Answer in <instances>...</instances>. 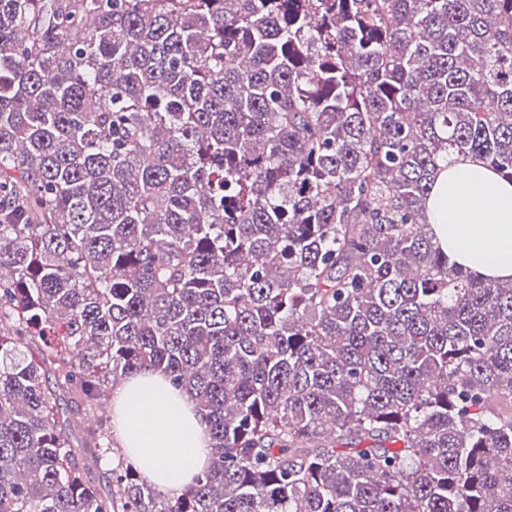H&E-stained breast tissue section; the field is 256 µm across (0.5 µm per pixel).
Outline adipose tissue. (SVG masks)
I'll list each match as a JSON object with an SVG mask.
<instances>
[{"label":"adipose tissue","mask_w":512,"mask_h":512,"mask_svg":"<svg viewBox=\"0 0 512 512\" xmlns=\"http://www.w3.org/2000/svg\"><path fill=\"white\" fill-rule=\"evenodd\" d=\"M449 255L493 280L512 278V183L474 157L449 156L427 203ZM112 433L126 463L175 497L211 457L208 424L187 392L142 371L112 387Z\"/></svg>","instance_id":"1"}]
</instances>
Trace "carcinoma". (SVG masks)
I'll list each match as a JSON object with an SVG mask.
<instances>
[{"label":"carcinoma","instance_id":"carcinoma-1","mask_svg":"<svg viewBox=\"0 0 512 512\" xmlns=\"http://www.w3.org/2000/svg\"><path fill=\"white\" fill-rule=\"evenodd\" d=\"M451 153L512 182V0H0V512H512ZM145 370L208 423L177 497L90 481Z\"/></svg>","mask_w":512,"mask_h":512}]
</instances>
